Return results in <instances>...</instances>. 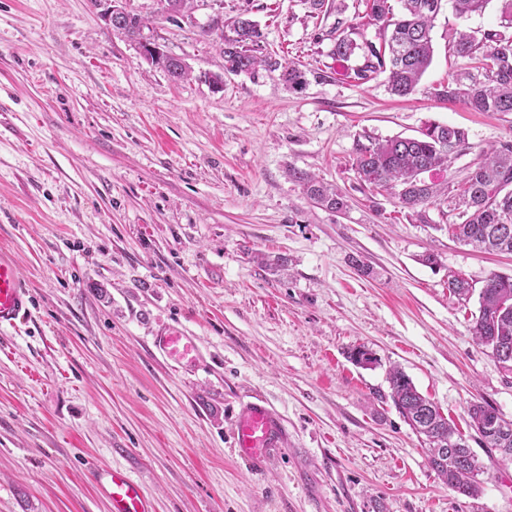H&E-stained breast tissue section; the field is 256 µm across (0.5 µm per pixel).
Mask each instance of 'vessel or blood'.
I'll use <instances>...</instances> for the list:
<instances>
[{
    "label": "vessel or blood",
    "instance_id": "1",
    "mask_svg": "<svg viewBox=\"0 0 512 512\" xmlns=\"http://www.w3.org/2000/svg\"><path fill=\"white\" fill-rule=\"evenodd\" d=\"M32 294L25 287L13 256L0 250V328L16 327L31 311ZM155 348L182 367L195 365L200 351L193 337L176 327L166 328L153 338ZM238 457L252 467L260 465L284 444L280 416L264 401L247 405L238 415L233 431ZM91 478L108 500L111 512H154L140 484L126 471L93 469Z\"/></svg>",
    "mask_w": 512,
    "mask_h": 512
}]
</instances>
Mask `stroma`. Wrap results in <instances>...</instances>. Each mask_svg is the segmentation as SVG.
Masks as SVG:
<instances>
[{
	"instance_id": "35a3bbf8",
	"label": "stroma",
	"mask_w": 512,
	"mask_h": 512,
	"mask_svg": "<svg viewBox=\"0 0 512 512\" xmlns=\"http://www.w3.org/2000/svg\"><path fill=\"white\" fill-rule=\"evenodd\" d=\"M358 2L313 15L306 0H194L172 17L159 0H123L189 66L176 83L91 0H0V249L33 295L28 319L0 330V512H108L93 464L128 472L156 512H512V462L467 415L486 402L512 421V374L472 340L477 299L448 290L452 274L478 288L512 274V255L452 239L447 196L422 224L363 191L352 167L366 138L458 126L469 146L435 176L451 185L512 141V114L432 94L460 65L449 30L498 28L501 0L464 19L442 9L407 98L382 76L351 82L332 56ZM217 17L253 20L265 52L332 81L295 91L275 73L226 72L207 31ZM292 167L346 193V212L309 201ZM168 325L195 336L197 369L153 348ZM358 349L370 363L352 361ZM394 367L477 454V495L438 478L392 403ZM258 399L286 436L255 471L232 431Z\"/></svg>"
}]
</instances>
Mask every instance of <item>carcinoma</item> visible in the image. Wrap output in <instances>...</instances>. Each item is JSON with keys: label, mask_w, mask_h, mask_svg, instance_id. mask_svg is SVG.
I'll return each instance as SVG.
<instances>
[{"label": "carcinoma", "mask_w": 512, "mask_h": 512, "mask_svg": "<svg viewBox=\"0 0 512 512\" xmlns=\"http://www.w3.org/2000/svg\"><path fill=\"white\" fill-rule=\"evenodd\" d=\"M444 0H360L362 25L336 30L332 54L344 62L354 56L360 62L347 77L358 84L387 74L388 87L399 97L417 91L433 57L431 31ZM458 17L484 9L487 0H452ZM501 25L477 36L460 32L453 41L460 70L447 83L434 89L443 102H462L475 112L512 113V0H501ZM376 28L379 42L366 39L364 27ZM145 20L137 14L123 18L121 33L141 43ZM222 31L224 68L232 73H279L292 90L303 88L307 76L317 83L330 81L323 69L307 72L300 65L283 64L261 51L257 25L246 18L234 21L229 33L224 22L215 20L206 33ZM468 144V132L439 123L430 124L420 137L396 136L356 145L353 167L362 189L392 195L405 214L422 224L429 223L426 208L440 194L438 184L426 175L448 170L452 154ZM289 177L314 204L334 213L348 208V196L312 174L291 169ZM456 221L448 232L461 242L488 253H512V142L492 145L481 151L480 161L453 188L451 196ZM448 290L468 300L474 288L459 275L448 276ZM478 314L470 332L474 342L488 348L502 368L512 373V275L492 274L478 293ZM392 402L419 437L429 444V461L438 477L452 490L474 496L480 491L477 479L481 466L472 448L445 418L438 407L418 392L399 368L389 370ZM471 425L484 447L512 462V422L502 421L488 403L468 408Z\"/></svg>", "instance_id": "cac0c4a2"}]
</instances>
